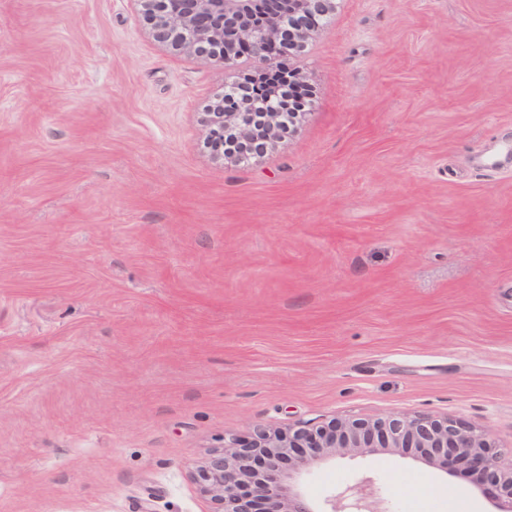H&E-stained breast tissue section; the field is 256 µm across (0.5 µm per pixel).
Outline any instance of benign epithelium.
<instances>
[{
    "instance_id": "benign-epithelium-1",
    "label": "benign epithelium",
    "mask_w": 512,
    "mask_h": 512,
    "mask_svg": "<svg viewBox=\"0 0 512 512\" xmlns=\"http://www.w3.org/2000/svg\"><path fill=\"white\" fill-rule=\"evenodd\" d=\"M150 25L154 39L177 54L231 67L247 54L288 57L300 52L320 21L334 12L335 0H132ZM278 115L252 109L208 112L205 146L224 157V132L240 131L243 149L257 150L255 126L275 125ZM486 435L451 417L390 414L376 419L303 424L285 432L258 429L243 442L224 441L192 473L199 491L218 505L217 512H346L345 495L331 493L325 511L309 495L306 477L322 462L345 456L397 453L410 455L445 472L462 464L473 488L489 497L496 512H512V466L504 467ZM263 453L262 475L249 464ZM291 465L283 468V460Z\"/></svg>"
}]
</instances>
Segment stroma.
<instances>
[{
	"label": "stroma",
	"instance_id": "obj_1",
	"mask_svg": "<svg viewBox=\"0 0 512 512\" xmlns=\"http://www.w3.org/2000/svg\"><path fill=\"white\" fill-rule=\"evenodd\" d=\"M264 157L131 0H0V512H213L234 436L462 420L512 452V0H336ZM388 512H491L464 470L322 464Z\"/></svg>",
	"mask_w": 512,
	"mask_h": 512
}]
</instances>
